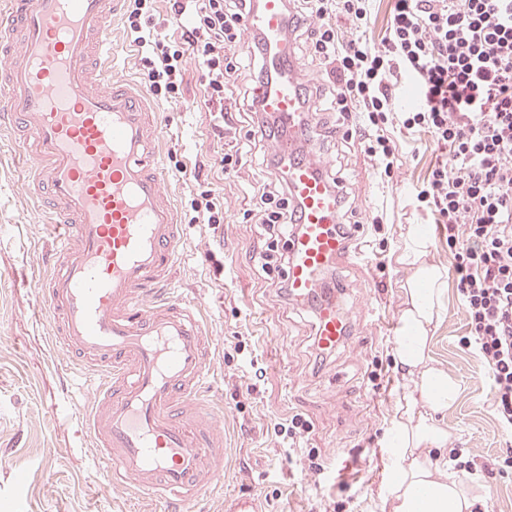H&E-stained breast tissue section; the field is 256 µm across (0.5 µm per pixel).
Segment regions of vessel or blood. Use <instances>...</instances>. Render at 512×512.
Segmentation results:
<instances>
[{"label": "vessel or blood", "mask_w": 512, "mask_h": 512, "mask_svg": "<svg viewBox=\"0 0 512 512\" xmlns=\"http://www.w3.org/2000/svg\"><path fill=\"white\" fill-rule=\"evenodd\" d=\"M123 0H6L0 6V134L31 162L29 192L58 227L46 271L33 275L52 343L93 380L78 409L113 489L197 512L224 484V415L200 395L217 374L201 306L170 288L183 226L145 89L114 76L112 19ZM248 33L265 46L262 109L288 131L270 141L299 206L288 240V287L316 305V344L335 352L350 331L318 294L351 260L337 195L305 135L286 0H254Z\"/></svg>", "instance_id": "1"}]
</instances>
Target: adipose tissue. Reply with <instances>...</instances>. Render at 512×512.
I'll use <instances>...</instances> for the list:
<instances>
[{"label": "adipose tissue", "mask_w": 512, "mask_h": 512, "mask_svg": "<svg viewBox=\"0 0 512 512\" xmlns=\"http://www.w3.org/2000/svg\"><path fill=\"white\" fill-rule=\"evenodd\" d=\"M428 239L418 228L404 235L397 261L410 271L401 284V328L392 346L404 384L397 399L387 451L391 512H470L472 498L449 474L448 430L437 419L459 395V382L430 363L433 328L443 313L444 272L429 263Z\"/></svg>", "instance_id": "obj_1"}]
</instances>
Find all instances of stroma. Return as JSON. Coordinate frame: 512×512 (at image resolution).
Listing matches in <instances>:
<instances>
[{"label":"stroma","instance_id":"stroma-1","mask_svg":"<svg viewBox=\"0 0 512 512\" xmlns=\"http://www.w3.org/2000/svg\"><path fill=\"white\" fill-rule=\"evenodd\" d=\"M202 73L189 64L180 103L159 104L168 152L203 175L224 197V222L211 229L192 223L195 184L183 178L173 191L186 245L178 285L205 301L204 320L214 337L219 380L208 391L224 412V490L258 495L266 512H390L385 499V444L402 386L390 349L393 321L402 307L400 285L409 272L396 261L409 226L424 229L428 262L445 273L444 313L434 328L431 358L460 383V394L440 420L448 445L466 448L489 462L512 446L492 408L490 373L478 353L463 347L466 316L446 237L432 215L415 209L409 190L422 186L443 152L430 134L394 133L402 164L392 177L361 149L343 144L346 183L354 197L353 218L383 222L360 248L364 262L333 270L342 287L338 300L351 323V337L314 368L310 346L313 316L290 308L273 288L276 273L262 269L261 254L282 250L244 215L257 209V187L266 173L260 149L244 154L238 176L220 167L224 143L210 131L200 100ZM24 167L0 153V512H159L156 502L115 491L95 465L96 449L75 417L87 388L67 368L49 339L50 322L35 310L25 284L43 240L56 234L43 223L25 185ZM246 346L234 351L235 333ZM380 371L372 383L371 371ZM302 414L311 427L301 448L285 453L274 432L280 419ZM315 448L324 474L307 467ZM461 482L484 512H512V475L464 474Z\"/></svg>","mask_w":512,"mask_h":512}]
</instances>
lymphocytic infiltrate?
Returning <instances> with one entry per match:
<instances>
[{
  "label": "lymphocytic infiltrate",
  "mask_w": 512,
  "mask_h": 512,
  "mask_svg": "<svg viewBox=\"0 0 512 512\" xmlns=\"http://www.w3.org/2000/svg\"><path fill=\"white\" fill-rule=\"evenodd\" d=\"M287 2L293 34L306 36L313 58L336 76L331 110L345 122L366 115L364 151L385 175L398 162L388 124L429 133L447 149L413 203L429 209L448 233L468 326L460 342L476 348L487 365L497 418L512 429V0H395L377 49L367 38L369 0ZM251 7L252 0H125L124 29L155 100L179 102L188 62L201 69L211 130L227 142L220 165L228 175L243 166L228 113L243 106L254 115L247 138L266 142L282 134L253 92L239 102L227 95L241 68L262 74L260 40L251 41L245 56L228 55L242 42ZM161 11L162 26L156 23ZM336 14L343 27L331 24ZM405 76L419 99L401 111L397 94ZM261 164L271 179L258 188V222L272 237H290L295 207L278 161L266 154ZM175 168L198 186L192 223L223 224V197L200 171L180 162Z\"/></svg>",
  "instance_id": "obj_1"
}]
</instances>
